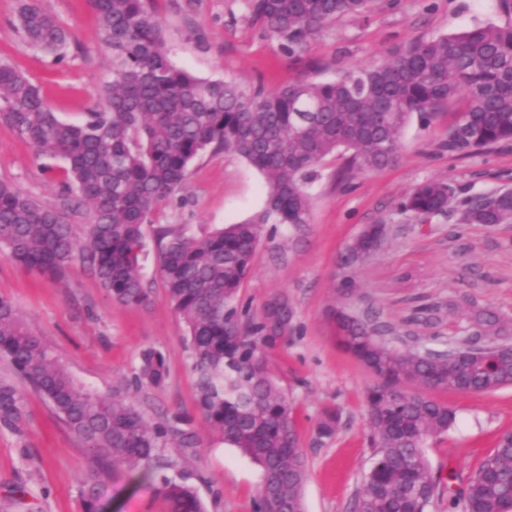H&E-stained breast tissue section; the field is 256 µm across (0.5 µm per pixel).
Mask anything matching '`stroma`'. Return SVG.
Returning a JSON list of instances; mask_svg holds the SVG:
<instances>
[{"label":"stroma","instance_id":"stroma-1","mask_svg":"<svg viewBox=\"0 0 512 512\" xmlns=\"http://www.w3.org/2000/svg\"><path fill=\"white\" fill-rule=\"evenodd\" d=\"M39 4L71 35L66 60L55 62L32 48L17 26L18 0H0V62L39 86L63 121L82 123L112 80V52L98 38L89 0ZM153 8L176 66L204 79L268 88L333 80L423 38L512 23L496 0H377L371 12L332 21L290 56L251 21L243 0H194L189 8L155 0ZM463 104V96L450 98L426 126L411 119L400 135L398 159L386 169L343 180L342 160L328 158L304 232L264 227L242 296L256 311L275 295L294 308L293 329L270 366L288 394L307 456L305 512H353L372 465L364 394L377 378L337 345L329 318L330 308L341 303L338 258L365 225H390L393 235L360 268L352 302L357 310H379L403 334L446 338L457 335L473 302L512 320V224H470L457 235L451 219L422 224L400 208L415 185L432 179L464 195L512 189V142L468 157L447 151L448 126ZM61 167V161L37 158L27 141L0 123V181L57 207L65 196ZM264 204L265 182L256 169L238 156L208 151L193 162L184 187L156 221L199 236L219 224L246 222ZM147 250L148 299L139 306L113 302L80 264L52 277L1 256L0 298L14 305L84 388L120 396L151 416L189 417L202 445L166 448L168 476L192 484L206 512H252L261 470L208 430L197 413L185 327L157 273L155 244ZM150 347L165 355L167 381L159 388L130 387L140 354ZM419 392L456 411L454 426L427 449L433 469L475 472L499 434L512 429V386L479 394L424 386ZM328 406L336 407L340 422L334 438L320 443L314 424ZM92 470L87 449L37 394L28 393L22 433L0 431V512H81L79 480ZM104 512H168V503L129 475L109 485Z\"/></svg>","mask_w":512,"mask_h":512}]
</instances>
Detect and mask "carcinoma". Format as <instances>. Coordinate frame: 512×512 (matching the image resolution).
<instances>
[{
	"label": "carcinoma",
	"mask_w": 512,
	"mask_h": 512,
	"mask_svg": "<svg viewBox=\"0 0 512 512\" xmlns=\"http://www.w3.org/2000/svg\"><path fill=\"white\" fill-rule=\"evenodd\" d=\"M252 19L281 49L295 55L333 19L359 15L373 0H244ZM100 40L112 51V82L104 103L80 125L53 112L40 89L13 66L0 63V122L28 141L36 155L60 158L63 187L90 223L65 214L7 183H0V253L15 265L59 273L79 261L113 301L137 306L147 299L141 274L146 227L184 185L190 164L211 149L235 153L264 176L262 212L196 237L159 225V275L186 325V349L196 376L197 409L208 428L257 463L263 480L253 512H304L308 478L292 406L268 356L288 339L294 310L273 297L257 313L243 303L264 225L296 231L311 223L312 189L326 157L345 159L342 176L381 170L398 158L400 134L414 117L426 124L449 98L466 105L450 125L448 152L469 156L512 141V25L487 24L421 39L380 64L352 68L334 80L298 82L266 90L234 81L198 78L169 58L161 25L147 0H90ZM19 24L29 45L63 61L70 38L36 0H21ZM457 189L428 180L405 196L402 209L432 222L455 212L457 227L512 224V190L456 200ZM352 241L341 259L339 292L354 291L349 272L387 241L385 224ZM340 347L381 378L365 403L373 464L363 481L359 512H430L442 504L469 512H512V438L467 477L433 471L428 442L456 419L448 404L414 388L429 385L460 393H489L512 385V344L496 350L493 368L480 371L438 346L409 345L370 309H331ZM469 342L505 336L512 322L485 307L468 310ZM0 354L42 397L89 451L93 472L80 479L82 512H103L105 481L145 474L163 464L164 449L197 448L199 435L179 425L186 417L155 420L118 397L77 385L43 340L0 299ZM165 356L147 349L130 384L160 387ZM26 400L0 379V430L18 432ZM339 414L324 408L317 441L332 439ZM169 512H204L189 486L166 476L151 483Z\"/></svg>",
	"instance_id": "cac0c4a2"
}]
</instances>
